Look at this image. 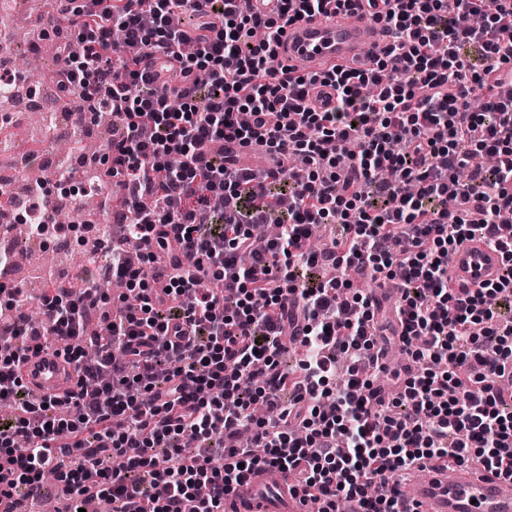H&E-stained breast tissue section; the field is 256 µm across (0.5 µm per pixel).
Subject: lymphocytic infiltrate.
I'll return each mask as SVG.
<instances>
[{
    "instance_id": "obj_1",
    "label": "lymphocytic infiltrate",
    "mask_w": 512,
    "mask_h": 512,
    "mask_svg": "<svg viewBox=\"0 0 512 512\" xmlns=\"http://www.w3.org/2000/svg\"><path fill=\"white\" fill-rule=\"evenodd\" d=\"M55 2L41 34L56 42L60 90L82 125L116 116L94 162L127 192L121 244L108 225H83L84 264L107 256L137 303L116 317L93 283L58 288L36 330L23 289H0L14 342L0 357V398L15 409L0 422L13 512L37 503L47 474L66 488L68 512L100 498L112 512H223L257 466L293 473L319 512L342 498L403 512L386 486L431 459L512 478V405L494 387L512 361V317L486 303L512 298L501 222L512 210V103L493 95L512 64V0H367L392 43L371 68L318 78L278 63L285 30L355 0H260L245 15L237 0ZM186 13L197 24L173 26ZM473 44L477 68L461 54ZM317 81L336 90L324 111L305 103ZM237 142L275 166H241ZM387 168L399 180L383 178ZM322 224L336 236L316 251ZM475 236L502 252V271L458 292L448 263ZM358 272L399 292L392 333L410 366L391 398L373 385L375 306L352 293ZM213 279L222 291L204 290ZM291 328L302 355L288 372L278 358ZM49 350L77 383L41 404L18 370ZM258 405L278 417L254 418Z\"/></svg>"
}]
</instances>
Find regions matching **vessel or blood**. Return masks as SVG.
I'll return each instance as SVG.
<instances>
[{"mask_svg": "<svg viewBox=\"0 0 512 512\" xmlns=\"http://www.w3.org/2000/svg\"><path fill=\"white\" fill-rule=\"evenodd\" d=\"M391 41L390 32L363 9H331L289 25L279 55L322 74L336 67L357 68L364 51L378 52ZM501 268L500 251L475 237L453 254L449 284L474 290L497 279ZM20 378L36 399L46 400L72 389L76 373L62 355L48 351L29 358ZM388 492L410 512H512V480L481 467L431 461L398 477ZM224 512H309V503L296 491L290 473L260 467L225 494Z\"/></svg>", "mask_w": 512, "mask_h": 512, "instance_id": "1", "label": "vessel or blood"}]
</instances>
